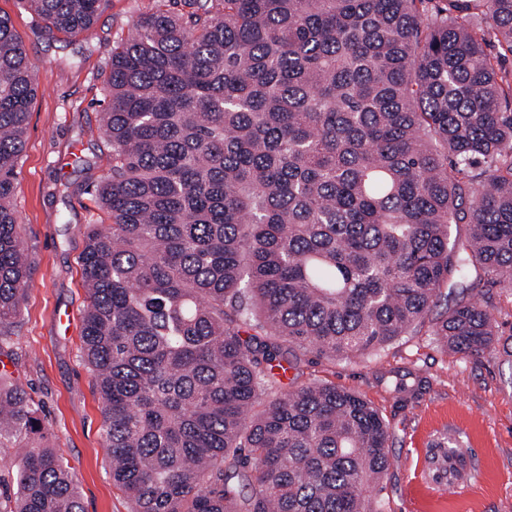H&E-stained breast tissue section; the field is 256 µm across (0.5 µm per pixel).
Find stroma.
<instances>
[{
	"mask_svg": "<svg viewBox=\"0 0 512 512\" xmlns=\"http://www.w3.org/2000/svg\"><path fill=\"white\" fill-rule=\"evenodd\" d=\"M155 0H109L97 37L44 39L22 0H0L38 73L14 203L19 232L34 264L21 316L0 335V373L11 374L39 403L45 441L78 477L85 512H129L113 486L103 446V411L81 352L85 306L78 257L84 227L99 220L94 183L110 167L100 129L106 105L102 72L117 42ZM496 336L491 348L465 357L427 334L378 352L330 360L302 356L289 387L311 381L354 390L389 426L392 465L376 498L383 512H512V296L490 291ZM411 370L418 391L397 397L379 372ZM459 436L478 463L467 490L433 480V439Z\"/></svg>",
	"mask_w": 512,
	"mask_h": 512,
	"instance_id": "stroma-1",
	"label": "stroma"
}]
</instances>
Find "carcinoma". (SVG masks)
Listing matches in <instances>:
<instances>
[{"label":"carcinoma","mask_w":512,"mask_h":512,"mask_svg":"<svg viewBox=\"0 0 512 512\" xmlns=\"http://www.w3.org/2000/svg\"><path fill=\"white\" fill-rule=\"evenodd\" d=\"M22 2L90 41L106 0ZM184 7L139 16L104 71L107 223L79 263L112 482L130 512H378L382 416L334 384L280 392L272 370L422 330L490 346L475 291L512 293V81L484 44L512 53V0ZM37 89L0 14V330L29 285L13 191ZM418 381L388 377L398 394ZM16 442L0 512H84L38 407L0 376V447ZM431 447L433 477L458 480L457 441Z\"/></svg>","instance_id":"obj_1"}]
</instances>
